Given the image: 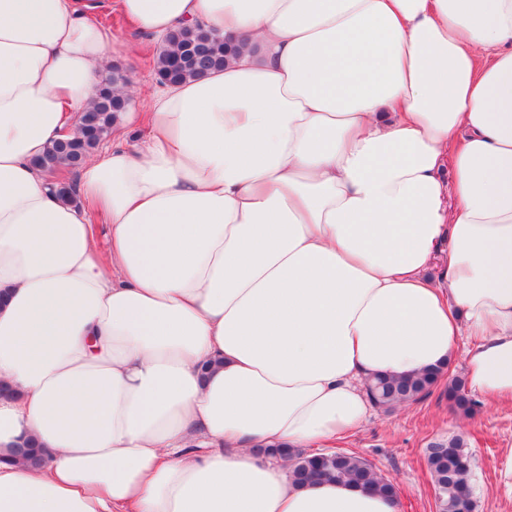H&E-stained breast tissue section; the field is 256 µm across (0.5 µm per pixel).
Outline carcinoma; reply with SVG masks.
Listing matches in <instances>:
<instances>
[{
    "mask_svg": "<svg viewBox=\"0 0 512 512\" xmlns=\"http://www.w3.org/2000/svg\"><path fill=\"white\" fill-rule=\"evenodd\" d=\"M227 51L224 42L200 26L177 28L169 34L167 45L155 59L159 82L193 80L221 69ZM119 83H126V76L119 70L101 80L94 104L80 115L73 131L47 147L37 159L40 167L50 173L79 170L85 159L111 134L120 114L126 111L128 99L112 90ZM443 377L444 371L436 368L416 376L382 378L369 386V391L374 404L389 411L428 396ZM445 392L455 409L471 413L474 401L468 397L462 380L448 381ZM277 453L288 458L290 475L297 485L314 481L350 482L398 498L395 483L356 454L339 450L314 453L303 448H282ZM427 466L438 512H475L472 479L476 460L462 437L452 436L432 444L427 450Z\"/></svg>",
    "mask_w": 512,
    "mask_h": 512,
    "instance_id": "obj_1",
    "label": "carcinoma"
}]
</instances>
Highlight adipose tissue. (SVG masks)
Wrapping results in <instances>:
<instances>
[{
	"instance_id": "ef3b65f1",
	"label": "adipose tissue",
	"mask_w": 512,
	"mask_h": 512,
	"mask_svg": "<svg viewBox=\"0 0 512 512\" xmlns=\"http://www.w3.org/2000/svg\"><path fill=\"white\" fill-rule=\"evenodd\" d=\"M103 6L236 52L68 203L33 160L112 64ZM465 337L512 401V0H0V512H398L258 451L354 434L366 379Z\"/></svg>"
}]
</instances>
